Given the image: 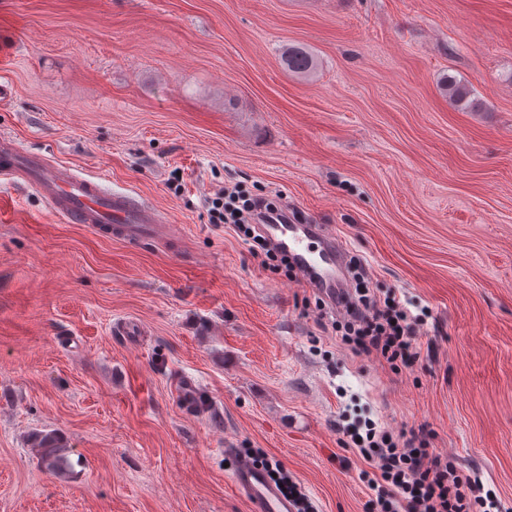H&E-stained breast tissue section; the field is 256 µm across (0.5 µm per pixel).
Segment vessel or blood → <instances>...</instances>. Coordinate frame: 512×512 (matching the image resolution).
Here are the masks:
<instances>
[{
    "instance_id": "1",
    "label": "vessel or blood",
    "mask_w": 512,
    "mask_h": 512,
    "mask_svg": "<svg viewBox=\"0 0 512 512\" xmlns=\"http://www.w3.org/2000/svg\"><path fill=\"white\" fill-rule=\"evenodd\" d=\"M0 176L27 182L65 221L92 225L107 237L143 241L173 230L152 205L128 193L107 190L96 177L28 151L5 134L0 136ZM265 232L274 245L288 253L309 287L330 299L348 288V281L339 274L348 265L349 252L333 226L270 224ZM232 481L251 512H295L287 494L248 456L234 457Z\"/></svg>"
}]
</instances>
